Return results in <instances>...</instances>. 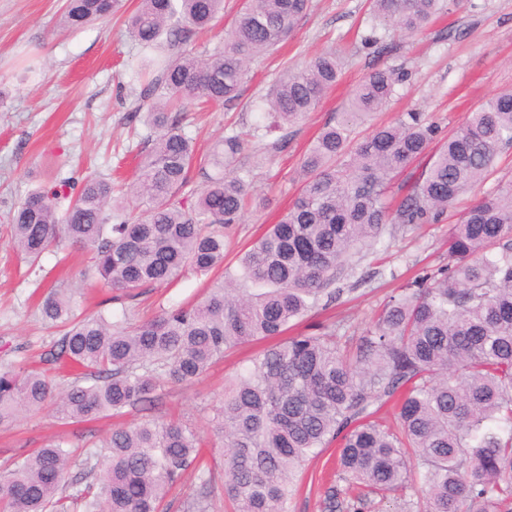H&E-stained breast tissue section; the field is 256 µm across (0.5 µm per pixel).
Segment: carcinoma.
Here are the masks:
<instances>
[{"label": "carcinoma", "instance_id": "obj_1", "mask_svg": "<svg viewBox=\"0 0 512 512\" xmlns=\"http://www.w3.org/2000/svg\"><path fill=\"white\" fill-rule=\"evenodd\" d=\"M311 0H245L224 42L198 55L183 50L158 67L149 92L166 101L144 112L149 148L121 185L88 177L68 208L36 190L9 216L8 245L31 266L63 242L88 256L112 302V318L87 313L74 292L41 300L58 331L46 361L80 369L58 387L44 372L0 365V425L47 407L82 422L119 416L164 384L203 376L234 347L283 335L309 311L327 308L352 258L385 229L434 223L512 146V90L486 100L438 148L421 180L394 210L393 178L425 155L437 127L419 112L373 128L349 148L357 123L379 111L402 75L374 71L347 111L326 123L303 155L305 184L288 212L257 238L241 273L197 302L129 322L125 306L188 272L224 265V228L241 218L246 176L224 173L242 140L225 136L209 159L196 157L182 109L238 96L251 60L288 40ZM367 45L378 26L413 35L456 0H370ZM125 0H66L63 23L79 28L123 11ZM224 12V0H140L127 31L143 47L188 42ZM332 50L285 70L262 99L269 128L306 119L337 82ZM197 170L195 203L182 191ZM397 411L393 429L379 417ZM224 448V497L233 512H290L306 463L341 439L339 465L360 486L357 503L332 485L328 512H362L377 498L399 512H512V182L480 198L448 230V265L407 284L354 341L320 325L264 349L224 390L210 419ZM203 440L176 418L117 425L79 453L52 441L14 460L0 476V512H168V493L189 471L198 488L178 512H210L216 475Z\"/></svg>", "mask_w": 512, "mask_h": 512}]
</instances>
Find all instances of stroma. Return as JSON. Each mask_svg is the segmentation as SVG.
I'll return each instance as SVG.
<instances>
[{
	"mask_svg": "<svg viewBox=\"0 0 512 512\" xmlns=\"http://www.w3.org/2000/svg\"><path fill=\"white\" fill-rule=\"evenodd\" d=\"M65 0H0V364L21 359L40 362L57 335L37 310V298L50 287H82L88 312H120L111 290L81 276V255L59 263L45 253L32 269L6 243L8 215L34 189L59 193L67 207L87 177H132L136 153L145 147L148 129L135 111L144 86L142 73L171 55L167 42L145 48L127 34L125 16L138 6L127 0L123 14L79 29L61 25ZM368 0H312L308 14L277 50L256 58L237 99L196 113L187 133L197 157H208L224 135L246 132L245 145L231 172H248L250 199L239 223L224 232V265L235 275L239 259L276 223L303 186V155L323 124L342 112L355 87L371 72L390 68L404 75L386 107L355 129L361 140L370 128L420 112L437 126L438 138L457 129L482 101L512 88V0H459L437 15L420 34L387 30L389 50L362 45L367 31ZM335 48L344 62L341 76L307 119L269 133L252 101L265 95L282 72L301 66L322 50ZM512 181V147L502 150L493 169L474 189L460 195L442 219L384 235L382 242L354 262L340 280L343 294L324 311L296 321L292 334L335 324L341 336H360L378 317L391 295L416 276L447 266L448 227L484 194ZM210 279L185 274L171 287H160L131 302L141 321L161 308L194 301ZM263 342L238 347L216 361L200 379L158 390L154 404L127 410L120 418L79 423L57 419L51 409L20 417L0 428V473L21 454L63 438L73 446L86 437L103 440L116 423L178 414L192 423L206 446H215L210 419L224 398V387L262 350ZM336 446L325 448L306 465L292 512H324L327 481L336 477Z\"/></svg>",
	"mask_w": 512,
	"mask_h": 512,
	"instance_id": "35a3bbf8",
	"label": "stroma"
}]
</instances>
